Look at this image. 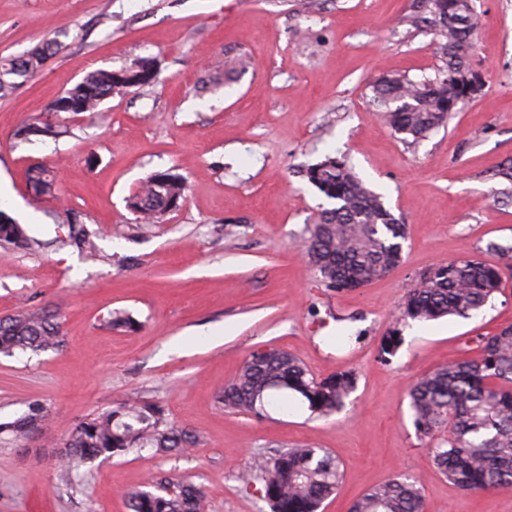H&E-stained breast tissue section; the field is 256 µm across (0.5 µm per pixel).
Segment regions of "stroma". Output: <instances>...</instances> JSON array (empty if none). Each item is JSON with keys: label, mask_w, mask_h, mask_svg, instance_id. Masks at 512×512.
<instances>
[{"label": "stroma", "mask_w": 512, "mask_h": 512, "mask_svg": "<svg viewBox=\"0 0 512 512\" xmlns=\"http://www.w3.org/2000/svg\"><path fill=\"white\" fill-rule=\"evenodd\" d=\"M422 0H0V58L54 40L59 52L0 97V209L43 246L0 249V316L59 311L64 350L0 357V421L37 401L40 436L0 441V512H129L125 492L155 476L205 493L203 512H272L238 473L255 456L309 444L344 473L320 512L395 475L417 481L425 512H512V490L470 495L436 472L416 431L408 385L461 355L471 339L512 324V271L472 317L396 324L428 266L459 258L500 264L488 241L512 245V194L497 170L512 163V0H473L484 25L469 63L483 80L445 127L402 140L371 102L379 75L434 76L433 31L407 18ZM246 54L234 80L224 62ZM142 57L157 79L116 91L104 117L59 113L61 134L22 142L15 129L47 111L90 70ZM345 156L409 228L403 263L349 294L326 288L300 243L330 202L305 178L325 155ZM33 163L53 168L61 193L26 189ZM172 170L186 199L160 223L140 224L125 199L149 174ZM79 215L97 233L91 260L52 240ZM123 309L136 331L104 328ZM400 327L390 361L382 336ZM352 336L351 345L332 336ZM270 347L297 354L319 377L354 370L358 386L327 418L305 407L268 416L226 412L218 396L243 362ZM148 400L203 442L184 456H115L57 485L55 463L74 423L114 400Z\"/></svg>", "instance_id": "1"}]
</instances>
